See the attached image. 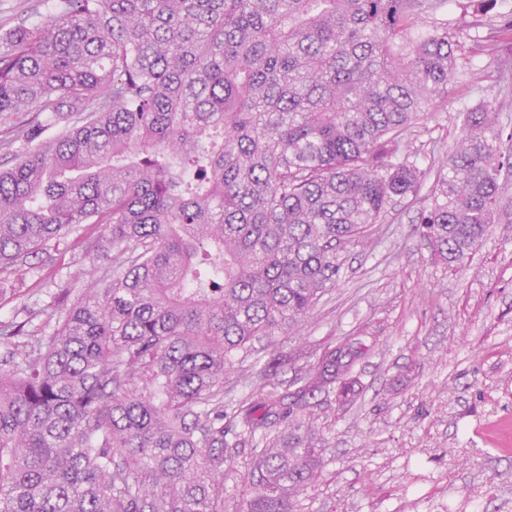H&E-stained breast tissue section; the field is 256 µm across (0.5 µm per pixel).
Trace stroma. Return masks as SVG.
I'll use <instances>...</instances> for the list:
<instances>
[{"label": "stroma", "instance_id": "stroma-1", "mask_svg": "<svg viewBox=\"0 0 512 512\" xmlns=\"http://www.w3.org/2000/svg\"><path fill=\"white\" fill-rule=\"evenodd\" d=\"M448 99L406 136L420 168L462 135V110L495 90L493 69L473 47ZM419 194L397 206L374 243L353 249L346 276L301 328L259 339L224 378V402L278 388L291 392L323 348L345 341L362 356L348 397L317 395L324 475L299 512H438L443 497L484 493L483 512H512V451L485 422L512 420V222L491 225L472 261L456 270L434 258L414 222ZM101 228L83 224L26 266L0 275V321L25 322L60 289L84 287L98 262ZM282 358L272 367L273 358Z\"/></svg>", "mask_w": 512, "mask_h": 512}]
</instances>
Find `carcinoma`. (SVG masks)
<instances>
[{"label": "carcinoma", "instance_id": "1", "mask_svg": "<svg viewBox=\"0 0 512 512\" xmlns=\"http://www.w3.org/2000/svg\"><path fill=\"white\" fill-rule=\"evenodd\" d=\"M447 0H57L0 33V273L78 224L106 235L84 289L0 324V512H224L228 449L262 445L239 512H297L323 476L310 400L224 408L258 336L299 328L427 172L400 151L448 98L464 43L499 72L512 10L464 27ZM498 86L436 165L420 237L456 268L499 221L512 129ZM76 298H71V295Z\"/></svg>", "mask_w": 512, "mask_h": 512}]
</instances>
